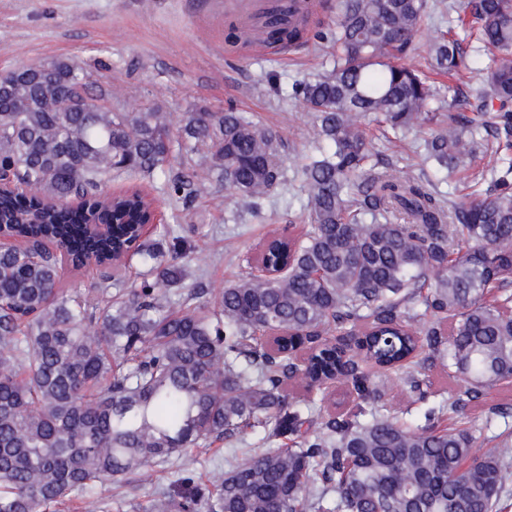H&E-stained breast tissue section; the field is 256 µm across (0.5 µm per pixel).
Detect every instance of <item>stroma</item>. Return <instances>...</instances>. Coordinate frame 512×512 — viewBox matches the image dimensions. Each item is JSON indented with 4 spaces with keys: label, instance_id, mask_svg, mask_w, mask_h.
I'll list each match as a JSON object with an SVG mask.
<instances>
[{
    "label": "stroma",
    "instance_id": "stroma-1",
    "mask_svg": "<svg viewBox=\"0 0 512 512\" xmlns=\"http://www.w3.org/2000/svg\"><path fill=\"white\" fill-rule=\"evenodd\" d=\"M255 8V0H0V74L23 65L74 60L95 71L113 107L123 111L157 109L178 126L186 113L231 106L280 136L288 188L263 200L259 211L246 209L221 186L181 200L168 196L164 178L144 183V190L161 203L167 224L183 230L179 261L190 272L184 282L188 288L199 281L219 288L236 279L255 260L272 228L289 223L298 235L309 229L299 166L304 156L316 153L318 144L312 116L291 92L295 82L323 72L332 49L326 42L278 49L256 38L227 42L228 21L251 27ZM362 128L372 165H412L429 189L456 201L466 192L467 176L484 166L482 160L468 159L450 175L424 163L425 127L391 140L375 124L366 122ZM428 375L433 395L423 401L407 390L400 375L389 374L386 406L400 423L423 425L436 395L450 390L452 383L440 364L431 365ZM499 407L512 410V381L487 390L463 411L446 414L442 425L472 432L488 421L493 433L512 435V413L496 415ZM292 445L291 439L269 436L262 427L248 429L200 450L195 482L212 489L227 459ZM178 478L171 464L151 477H135L113 498L110 512H131L134 502L148 504L159 491L172 490Z\"/></svg>",
    "mask_w": 512,
    "mask_h": 512
}]
</instances>
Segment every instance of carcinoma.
<instances>
[{"instance_id":"obj_1","label":"carcinoma","mask_w":512,"mask_h":512,"mask_svg":"<svg viewBox=\"0 0 512 512\" xmlns=\"http://www.w3.org/2000/svg\"><path fill=\"white\" fill-rule=\"evenodd\" d=\"M429 0H339L336 29L318 35L335 52L327 68L292 87L314 113L316 134L333 149L302 166L312 230L271 231L266 260L288 245V269L251 272L205 293L183 290V266L141 241L143 200L108 183L168 173L169 194L199 195L213 181L252 207L286 188L278 135L240 112H191L174 130L167 113L69 112L58 98L94 82L77 62L53 60L12 72L0 84V173L33 195L0 198L4 234L36 243L0 250V512H58L73 493L125 487L165 460L178 461L184 492L161 493L139 512H493L512 486V442L473 454L467 432L437 430L445 409L462 410L483 390L512 379V0H470L469 37L488 55L477 119L468 98L425 140V159L450 171L505 140L492 183L473 175L464 199L448 202L407 169L374 172L362 119L409 131L433 121L437 91L426 70L468 69L452 30L424 26ZM269 42L306 35L304 20L273 13ZM429 48L427 69L411 52ZM207 155L189 171L172 160ZM78 197L75 207L66 206ZM110 224L93 240L90 224ZM102 263L123 252L148 266L118 289L63 288L66 264L52 250ZM430 289L425 308L420 290ZM261 331L285 334L290 348L316 347L300 367L270 355ZM426 347L463 385L425 415L400 427L378 410L366 421L331 418L301 431L315 400L290 403L286 379L308 389L320 378L351 383L379 403L386 384L361 368L403 370L425 395ZM257 424L274 437H300L297 448L267 450L234 462L206 494L193 481L195 448Z\"/></svg>"}]
</instances>
